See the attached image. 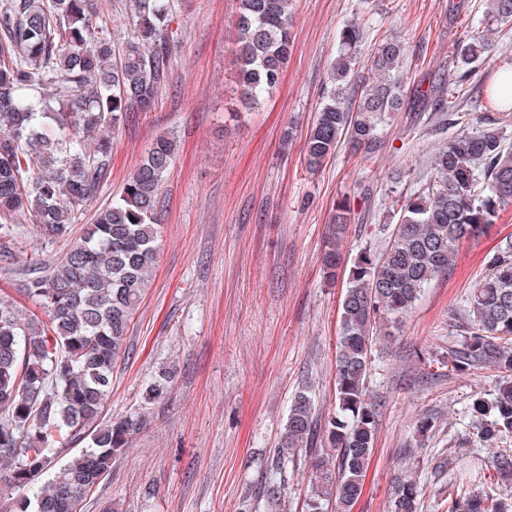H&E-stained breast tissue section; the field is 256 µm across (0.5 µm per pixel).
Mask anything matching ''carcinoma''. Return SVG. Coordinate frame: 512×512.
Here are the masks:
<instances>
[{
	"instance_id": "1",
	"label": "carcinoma",
	"mask_w": 512,
	"mask_h": 512,
	"mask_svg": "<svg viewBox=\"0 0 512 512\" xmlns=\"http://www.w3.org/2000/svg\"><path fill=\"white\" fill-rule=\"evenodd\" d=\"M237 80L244 104L258 106L276 87L291 54L292 0H236ZM133 30L123 56L112 59V20L95 0H0V240L19 232L27 215L39 235L66 249L42 271L32 270L26 293L44 312L24 318L0 298V467L7 470L8 503L0 512H83L93 487L140 429L141 418H102L112 393V373L125 355L126 336L156 262V211L160 187L175 159L176 141L155 139L129 174L118 198L102 207L83 234L72 225L107 183L112 130L124 113L149 111L163 82L169 55L167 0H132ZM512 19V0H489L487 21ZM362 24L339 31V51L327 95L304 143L306 167L315 171L345 135L370 149L380 143L381 116L404 105L399 74L405 46L384 38L355 107L346 104L351 75L361 65ZM497 54L475 34L457 47L465 68ZM444 84L417 90L434 99V111L453 113ZM495 112L485 129L452 137L433 160L429 186L397 201V224L381 254L361 253L349 269L341 302L336 353V411L325 439L335 454L311 458L306 512H352L363 493L376 434V407L365 379L382 319L396 322L424 289L449 270L458 245L479 236L512 202V97L492 90ZM342 264L331 246L324 274L334 279ZM487 274L468 299L469 326L462 347L448 356L457 371L485 367L501 374L497 391L478 394L466 416L479 439L496 445L486 488L471 492L448 483V512H512L503 496L512 483V239L486 257ZM170 376L148 382L144 400L167 393ZM314 402L307 389L289 406L281 449L270 463L265 492L281 497L280 475L290 456L308 450ZM85 447L54 469L58 439ZM418 482L395 481L394 512H418Z\"/></svg>"
}]
</instances>
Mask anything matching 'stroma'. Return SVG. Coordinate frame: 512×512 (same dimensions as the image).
Wrapping results in <instances>:
<instances>
[{"instance_id": "1", "label": "stroma", "mask_w": 512, "mask_h": 512, "mask_svg": "<svg viewBox=\"0 0 512 512\" xmlns=\"http://www.w3.org/2000/svg\"><path fill=\"white\" fill-rule=\"evenodd\" d=\"M173 38L164 82L150 111L130 112L112 136V175L87 205L75 233L92 223L163 133L175 137V162L162 183L157 262L113 372L109 414L147 422L86 500L84 512H303L311 475L304 458L283 473L278 501L262 494L266 469L284 433L295 392L310 388L317 423L336 409V347L350 266L363 248L383 252L397 199L426 188L438 148L482 129L480 91L512 66V21L493 23L500 58L472 71L453 124L409 99L380 124L381 142L365 155L342 137L323 166L309 171L304 141L316 120L343 24L369 29L360 46L371 60L382 38L399 37L409 88L455 78L458 44L482 22L488 0H293V51L278 86L258 109L242 111L230 27L235 0H170ZM292 129V143L282 141ZM350 221L338 240L343 264L323 275L329 224L340 202ZM512 237V204L492 227L462 243L447 273L374 345L367 389L378 408L377 436L363 494L353 512H392L397 473L422 488L420 512H447L448 479L436 464L460 454L490 462L461 415L474 395L493 393L488 368L448 369L468 324L466 299L487 272L485 258ZM15 252L0 273V297L23 315L27 260L52 264L62 244L39 238L23 220ZM171 371L164 398L143 389ZM430 431L418 432L421 420Z\"/></svg>"}]
</instances>
